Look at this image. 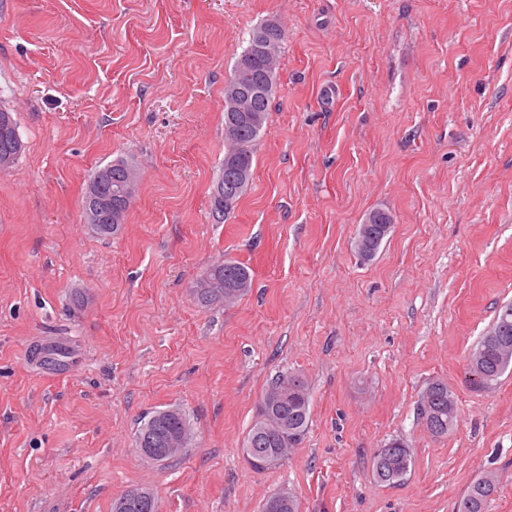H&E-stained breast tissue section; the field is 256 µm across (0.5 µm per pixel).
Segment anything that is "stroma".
Instances as JSON below:
<instances>
[{
    "label": "stroma",
    "instance_id": "1",
    "mask_svg": "<svg viewBox=\"0 0 512 512\" xmlns=\"http://www.w3.org/2000/svg\"><path fill=\"white\" fill-rule=\"evenodd\" d=\"M286 31L253 178L209 219L224 161V79L250 30ZM23 150L0 172V512H456L493 474L512 512V372L466 387L467 358L512 301V0H0V109ZM135 165L104 238L84 222L92 173ZM375 210L392 228L355 247ZM251 290L202 305L216 262ZM64 346V365L41 351ZM311 388L303 441L255 471L242 448L271 379ZM457 425L419 415L429 383ZM182 454L134 433L168 407ZM406 442L397 485L375 452ZM373 215L374 224H370L372 218L367 217L364 224H370V226L364 229V224H360L357 230V239L363 238L366 242V249L363 251L358 246L356 240L358 252L365 258H371L373 255H375L382 241L390 231V228H386V225H384L387 221H389L391 224V218L389 215L381 211H375L373 212ZM205 277H217L225 284L227 283L231 288H227V286L224 285L223 291L220 294L203 290L201 288V283L205 281ZM250 288L251 276L248 268L235 260L225 259L224 262L215 264L206 271L203 277L197 282L194 291L198 301L205 304H211L215 301L223 302L224 296H226V294L224 295V291H231L232 298L227 302L230 303L245 296ZM435 383H442L444 385V390H440L441 392H438L436 394V399L438 400L436 403V406L438 408L437 412H439L442 415L443 420L445 421L446 426H447L446 429L443 431V433L438 435V436H442V435L448 434V431L455 427V425L457 423V409H456V405H455V402L453 399L454 397H452L453 394L450 391L453 408H452L451 413L448 415V391L449 390H448V386L440 381L432 382L427 386V388L425 389V391L422 394L421 403H422V400L425 397V395L428 393V390L430 389L431 385H433ZM171 409L173 408L153 412L150 416L141 420L140 425L136 429V446L141 455L147 460L162 462L171 459L179 455L185 447L187 433L185 429L181 428L183 425H187L189 432L191 429L190 420L186 413L180 409H177L179 411L177 415H169L168 411ZM146 432H148V436L154 440L170 432L174 433L169 434L163 440L162 448H146L147 444L150 443V439L148 438H145V440L141 442L140 448L137 439L143 437Z\"/></svg>",
    "mask_w": 512,
    "mask_h": 512
}]
</instances>
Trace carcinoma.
<instances>
[{
	"label": "carcinoma",
	"mask_w": 512,
	"mask_h": 512,
	"mask_svg": "<svg viewBox=\"0 0 512 512\" xmlns=\"http://www.w3.org/2000/svg\"><path fill=\"white\" fill-rule=\"evenodd\" d=\"M285 40L284 28L270 23L266 19L257 25L250 34L248 45L238 57L230 75L224 81V101H229L236 93V88L249 84H262L265 86V95L256 98L248 112L249 118L241 121L235 134H224V157L235 156L244 166L253 168V155L256 141L262 130L267 126L270 116V101L276 80V70L279 65H272L270 58H280L281 49ZM9 133H0V154L9 153L16 157L22 150L14 120H9ZM130 168L128 161L117 159L110 165L97 169L90 177V181H99L105 192L120 194V187L125 179L126 170ZM374 224L369 227L359 225L357 237L364 239L366 249L360 255L370 258L379 249L382 241L388 235L386 222L390 216L381 211L373 212ZM206 278H219L227 283L220 294L213 293L196 285L195 295L198 301L211 304L215 301H224V292H232V300L245 296L251 288V276L248 268L243 264L226 259L211 266L204 274ZM494 330H504L506 336L512 340V303L500 306L495 311L491 325ZM473 352L481 353L482 361L478 366L467 364L464 370V380L474 391L487 390L486 384L497 385L508 370L512 369V349L507 351L500 344V337L484 333L473 348ZM288 384L292 394L283 398L272 407L266 404V397H261L260 411L252 424L243 445V453L250 448H261L280 462L285 453L281 449L288 447V438L294 437L302 441L309 423L310 390L307 380L300 374L284 372L277 375L267 386L271 390L282 384ZM437 412L446 423V430H451L457 423V409H448V390L444 389L436 394ZM184 425H190L185 412L180 411L171 415L168 410L153 412L141 420L136 429V437L148 435L152 439H159L171 432L177 431ZM497 492V485L486 486L479 482L470 485L460 501L459 512H486L491 497Z\"/></svg>",
	"instance_id": "1"
}]
</instances>
